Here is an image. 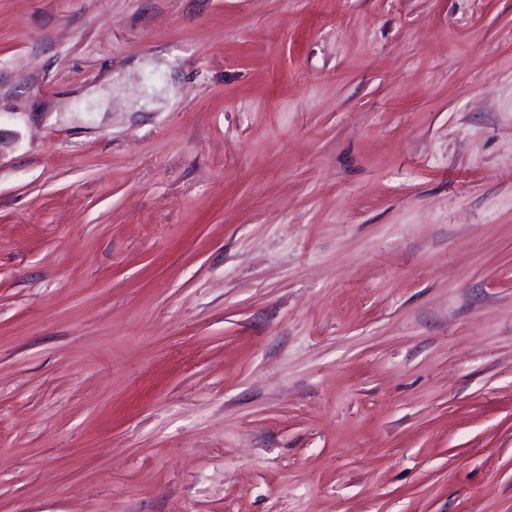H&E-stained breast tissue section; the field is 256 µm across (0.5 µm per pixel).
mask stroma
<instances>
[{"label":"stroma","instance_id":"1","mask_svg":"<svg viewBox=\"0 0 512 512\" xmlns=\"http://www.w3.org/2000/svg\"><path fill=\"white\" fill-rule=\"evenodd\" d=\"M0 512H512V0H0Z\"/></svg>","mask_w":512,"mask_h":512}]
</instances>
